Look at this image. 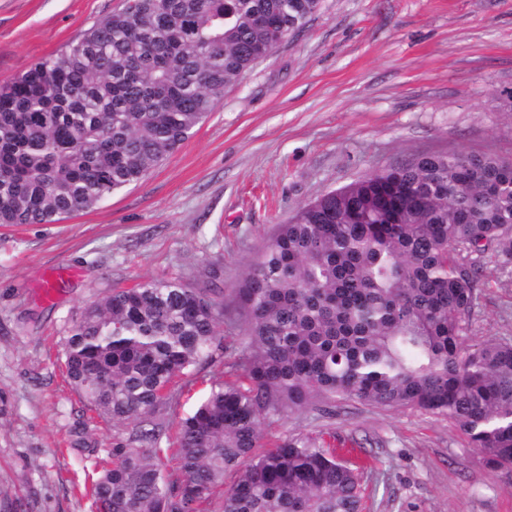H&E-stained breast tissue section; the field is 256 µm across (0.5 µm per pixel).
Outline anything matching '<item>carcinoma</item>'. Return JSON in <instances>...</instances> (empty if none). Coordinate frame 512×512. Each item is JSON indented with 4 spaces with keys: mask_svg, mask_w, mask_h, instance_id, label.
<instances>
[{
    "mask_svg": "<svg viewBox=\"0 0 512 512\" xmlns=\"http://www.w3.org/2000/svg\"><path fill=\"white\" fill-rule=\"evenodd\" d=\"M323 2L127 0L1 84L0 225L53 224L142 180ZM489 253L509 272L512 161L495 155L421 153L301 206L236 289L247 344L227 379L173 427L182 377L224 354V290L175 277L92 302L67 377L98 415L139 421L95 461L93 512H360L335 449L297 433L258 451L266 421L336 398L446 416L511 468L512 342L471 322Z\"/></svg>",
    "mask_w": 512,
    "mask_h": 512,
    "instance_id": "1",
    "label": "carcinoma"
}]
</instances>
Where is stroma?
<instances>
[{
	"mask_svg": "<svg viewBox=\"0 0 512 512\" xmlns=\"http://www.w3.org/2000/svg\"><path fill=\"white\" fill-rule=\"evenodd\" d=\"M126 0H0V83L28 71ZM512 159V0H325L158 168L53 224L0 226V512H91L76 487L135 424L97 416L70 386L62 343L112 288L180 276L220 288L226 357L244 348L232 309L248 264L301 205L424 152ZM478 292L480 338L512 341V281ZM66 268L53 296L51 270ZM216 360L168 410L189 414L221 379ZM85 424L89 447L70 445ZM346 449L362 512H512V468L492 470L452 421L340 402L265 428Z\"/></svg>",
	"mask_w": 512,
	"mask_h": 512,
	"instance_id": "stroma-1",
	"label": "stroma"
}]
</instances>
